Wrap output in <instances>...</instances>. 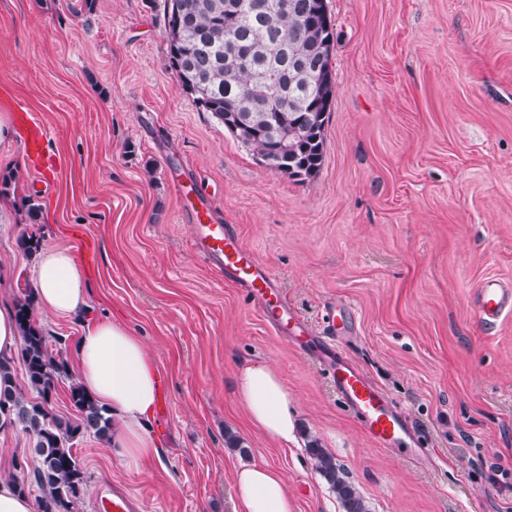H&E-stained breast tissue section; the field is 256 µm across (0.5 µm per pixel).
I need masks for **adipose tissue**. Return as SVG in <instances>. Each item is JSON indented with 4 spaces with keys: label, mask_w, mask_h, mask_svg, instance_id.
I'll return each instance as SVG.
<instances>
[{
    "label": "adipose tissue",
    "mask_w": 512,
    "mask_h": 512,
    "mask_svg": "<svg viewBox=\"0 0 512 512\" xmlns=\"http://www.w3.org/2000/svg\"><path fill=\"white\" fill-rule=\"evenodd\" d=\"M86 272L73 252L55 250L38 263L33 297L54 316L74 317L86 310ZM76 372L88 395L118 422L114 442L127 464L136 466L158 455L148 420L159 396L158 375L143 343L126 326L110 320L85 322L77 344ZM237 398L250 423L277 441L295 431L288 395L276 371L266 364L243 368ZM242 512H291L280 474L264 465L235 472Z\"/></svg>",
    "instance_id": "obj_1"
}]
</instances>
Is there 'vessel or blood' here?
<instances>
[{"label":"vessel or blood","instance_id":"1","mask_svg":"<svg viewBox=\"0 0 512 512\" xmlns=\"http://www.w3.org/2000/svg\"><path fill=\"white\" fill-rule=\"evenodd\" d=\"M0 104L13 114L17 130L34 167L52 172L57 158L45 149L47 129L29 106L13 98L9 86L0 85ZM185 222L193 224V248L209 265L223 273L225 280L246 290L258 304L261 318L284 343L302 348L314 345L333 388L359 419L368 437L379 447L408 446L414 434L407 419L365 372L339 355L335 342L313 335L308 324L288 305L275 276L246 248L228 226L210 222L207 212H184ZM475 311L480 321L492 325L512 313V285L490 276L476 290ZM135 502L124 491H113L102 498L100 512H134Z\"/></svg>","mask_w":512,"mask_h":512}]
</instances>
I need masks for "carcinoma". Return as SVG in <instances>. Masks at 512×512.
I'll list each match as a JSON object with an SVG mask.
<instances>
[{"label": "carcinoma", "instance_id": "1", "mask_svg": "<svg viewBox=\"0 0 512 512\" xmlns=\"http://www.w3.org/2000/svg\"><path fill=\"white\" fill-rule=\"evenodd\" d=\"M317 0H164L169 59L178 86L216 116L266 166L291 179L312 177L323 161L325 124L334 96L328 11ZM14 307L20 334L17 356L0 359V379L21 367L25 384L0 385V429L34 440L32 458L14 459L20 492L40 491L39 512H74L83 498L85 471L74 441L92 433L112 437L107 410L81 385H69L73 420L53 411L59 380L67 375L60 351L34 318L29 283L17 284ZM317 470L343 512H367L334 457L309 445ZM34 464H29V461Z\"/></svg>", "mask_w": 512, "mask_h": 512}]
</instances>
